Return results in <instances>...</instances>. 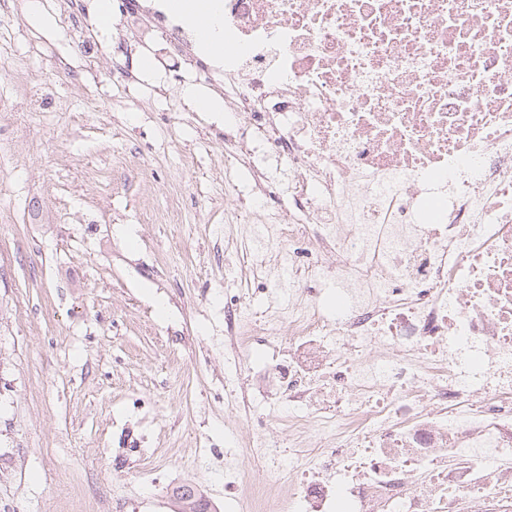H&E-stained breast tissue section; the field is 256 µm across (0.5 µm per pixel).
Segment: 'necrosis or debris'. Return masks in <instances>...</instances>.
I'll use <instances>...</instances> for the list:
<instances>
[{
    "mask_svg": "<svg viewBox=\"0 0 512 512\" xmlns=\"http://www.w3.org/2000/svg\"><path fill=\"white\" fill-rule=\"evenodd\" d=\"M224 161L288 163L285 206L255 169L236 208L257 240L253 287L224 303L305 458L275 495L226 470L224 512H512V0H222ZM155 70L199 62L160 8L112 19ZM289 279H282V272ZM331 281L336 296L325 299ZM287 287V307L249 312Z\"/></svg>",
    "mask_w": 512,
    "mask_h": 512,
    "instance_id": "1",
    "label": "necrosis or debris"
}]
</instances>
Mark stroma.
<instances>
[{"instance_id":"1","label":"stroma","mask_w":512,"mask_h":512,"mask_svg":"<svg viewBox=\"0 0 512 512\" xmlns=\"http://www.w3.org/2000/svg\"><path fill=\"white\" fill-rule=\"evenodd\" d=\"M117 60L52 0L0 13V512H177L183 485L224 512V451L252 433L224 412L225 384L255 392L224 350V226L254 166L288 177L263 155L225 174L202 72L128 88ZM172 196L180 223L153 219Z\"/></svg>"}]
</instances>
